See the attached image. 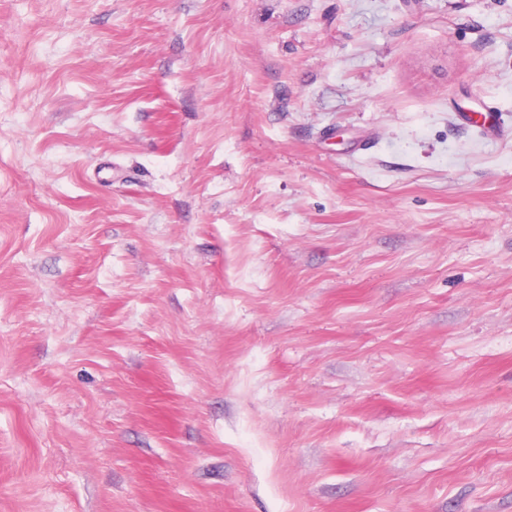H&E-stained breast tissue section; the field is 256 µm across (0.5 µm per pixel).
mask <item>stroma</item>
Here are the masks:
<instances>
[{"label":"stroma","mask_w":512,"mask_h":512,"mask_svg":"<svg viewBox=\"0 0 512 512\" xmlns=\"http://www.w3.org/2000/svg\"><path fill=\"white\" fill-rule=\"evenodd\" d=\"M0 512H512V0H0Z\"/></svg>","instance_id":"35a3bbf8"}]
</instances>
